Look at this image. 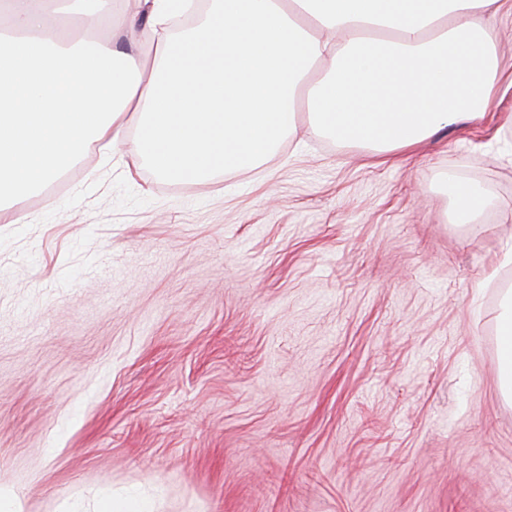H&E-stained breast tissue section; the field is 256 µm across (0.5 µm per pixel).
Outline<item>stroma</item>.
<instances>
[{"label":"stroma","instance_id":"1","mask_svg":"<svg viewBox=\"0 0 512 512\" xmlns=\"http://www.w3.org/2000/svg\"><path fill=\"white\" fill-rule=\"evenodd\" d=\"M88 45L154 53L134 0ZM496 92L381 163L299 123L265 164L160 178L87 151L0 223V495L21 512H512V7ZM478 187L455 223L442 178ZM499 329L504 333V342L500 346L501 352V375L503 385L512 391V309L506 311L499 320ZM97 512H153L149 501L137 496L123 498L106 497L98 507Z\"/></svg>","mask_w":512,"mask_h":512}]
</instances>
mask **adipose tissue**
<instances>
[{"label": "adipose tissue", "mask_w": 512, "mask_h": 512, "mask_svg": "<svg viewBox=\"0 0 512 512\" xmlns=\"http://www.w3.org/2000/svg\"><path fill=\"white\" fill-rule=\"evenodd\" d=\"M153 31L137 56L38 39L36 8L0 12V203L57 177L94 143L205 182L265 162L299 118L385 156L493 101L496 0H217L181 39L182 0H139Z\"/></svg>", "instance_id": "ef3b65f1"}]
</instances>
